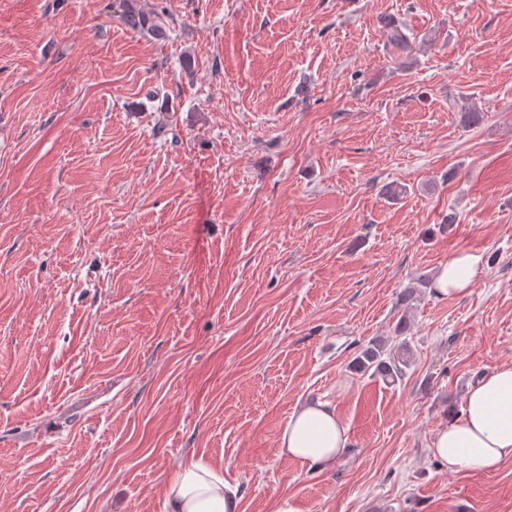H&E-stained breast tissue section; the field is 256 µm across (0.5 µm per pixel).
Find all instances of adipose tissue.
I'll return each mask as SVG.
<instances>
[{"label": "adipose tissue", "mask_w": 512, "mask_h": 512, "mask_svg": "<svg viewBox=\"0 0 512 512\" xmlns=\"http://www.w3.org/2000/svg\"><path fill=\"white\" fill-rule=\"evenodd\" d=\"M480 263L472 253L451 258L436 277L438 295L465 293ZM348 444L347 426L321 400L294 410L278 437L280 455L319 470L334 467ZM431 451L452 471H492L512 459V365L495 368L467 391L459 415L436 433ZM162 512H241L240 497L223 469L193 457L168 476Z\"/></svg>", "instance_id": "adipose-tissue-1"}]
</instances>
